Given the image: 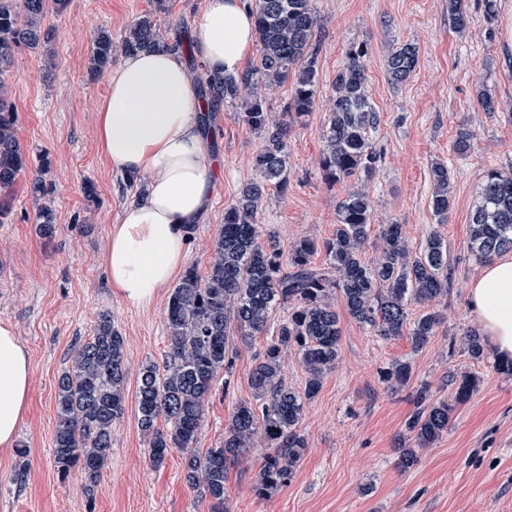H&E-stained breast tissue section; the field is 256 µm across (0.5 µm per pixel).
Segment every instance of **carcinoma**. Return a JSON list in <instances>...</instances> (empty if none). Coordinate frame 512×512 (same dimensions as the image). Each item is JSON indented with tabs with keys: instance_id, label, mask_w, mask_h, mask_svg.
<instances>
[{
	"instance_id": "carcinoma-1",
	"label": "carcinoma",
	"mask_w": 512,
	"mask_h": 512,
	"mask_svg": "<svg viewBox=\"0 0 512 512\" xmlns=\"http://www.w3.org/2000/svg\"><path fill=\"white\" fill-rule=\"evenodd\" d=\"M70 0H0V217L8 214L26 156L16 136V108L4 76L23 47L37 49L52 40L44 21L50 12H65ZM258 62L235 75L206 77L207 107L248 94L242 120L262 139L253 158L259 178L246 183L239 197L224 211V224L213 245L207 276L185 271L172 289L164 309L168 354L163 366L148 363L140 372L135 408L138 427L151 464L158 467L178 449L185 460L184 478L213 512H224V482L229 465L247 453L255 438L265 452L253 475L251 491L266 499L288 484L306 452L299 431L306 404L319 393L325 374L340 359V316L333 298H340L347 314L383 339L409 335L412 348L421 350L435 335L441 314L429 305L448 294L453 266L448 244L437 232L427 235L422 249L408 248L402 225L380 226V257L367 263L363 245L372 232L373 201L362 191L349 193L339 204L332 237L318 242L304 238L283 254L273 233L258 216L269 188L288 186V121H296L315 105L320 18L311 0H252ZM453 27L464 31L470 16L464 0H448ZM120 47L126 54L147 48H166L152 17H138L125 30ZM112 35L99 31L92 40L90 71L102 72L112 61ZM365 51L352 48L336 74L335 97L325 129L321 168L330 183L360 174L369 177L380 155L372 134L379 116L367 90ZM417 64V50L403 44L387 59L394 83L409 79ZM292 80L291 98L282 117L266 108L263 90ZM473 134L460 131L453 144L459 157L471 152ZM434 190L430 207L444 219L451 206L449 170L443 163L431 169ZM38 233L52 238L54 211L38 213ZM471 251L488 261L512 250V175L492 168L478 190L471 218ZM325 252L319 267L312 256ZM426 311L409 318L410 307ZM288 311L263 352L249 382L254 402H240L215 448L198 450L201 423L219 374L229 385L236 356L234 332L251 339L265 332L278 309ZM462 350L477 362L487 357L483 336L468 330ZM293 349L306 372L304 387L288 385L281 374L283 352ZM391 390L411 377L408 362H395L381 371ZM127 370L125 341L112 324V315H99L93 334L75 347L71 367L58 383L53 460L65 477L77 469L85 476L82 492L93 501L101 470L112 451V428L126 412ZM450 397L436 400L426 386L414 392L415 411L400 440L398 466L411 468L421 448L448 431L454 411L468 402L479 386L469 374L448 373Z\"/></svg>"
}]
</instances>
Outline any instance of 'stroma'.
I'll return each instance as SVG.
<instances>
[{"label":"stroma","mask_w":512,"mask_h":512,"mask_svg":"<svg viewBox=\"0 0 512 512\" xmlns=\"http://www.w3.org/2000/svg\"><path fill=\"white\" fill-rule=\"evenodd\" d=\"M71 0L63 14H48V49L21 48L5 79L17 106L16 134L28 156L9 214L0 223V322H9L31 361L26 412L14 448L0 450V512H211L183 475L184 460L171 451L153 467L134 407L112 430V454L94 501L82 493L84 477L59 476L52 448L58 379L71 366L74 347L92 336L100 311L110 310L126 344L127 395L135 397L143 365L163 363L168 350L162 289L149 305L116 295L104 256L109 232L145 178L110 169L96 134V106L107 93L105 76L89 72L93 35L101 29L120 41L138 17L151 14L167 44L193 40L202 0ZM469 27L456 31L448 0H313L322 19L316 104L288 135V188L268 191L259 222L275 231L282 249L308 237L332 236L340 201L368 193L374 224L402 225L411 250L429 231L448 244L455 268L438 305L443 320L429 343L413 350L408 336L385 340L341 314L340 360L307 405L299 428L307 441L293 479L271 497L251 491L258 450L229 468L224 484L227 512H512V377L499 373L497 358L480 362L459 341L478 322L468 291L483 264L470 249V216L487 168L512 170V0H497L486 15L484 0H465ZM404 43L418 50L416 68L392 83L387 57ZM364 48L370 99L379 115L373 143L382 157L372 177L328 183L320 167L334 82L349 49ZM495 103L485 111L482 99ZM243 101L221 105L205 129L215 163V193L204 223L186 245V266L206 275L224 212L240 189L255 180L253 157L262 139L242 120ZM474 135L468 157L452 146L461 129ZM51 166V192L35 200L28 191L42 159ZM447 163L451 207L447 219L430 205L431 166ZM93 182L97 200L82 187ZM56 214L52 239L35 229L41 205ZM271 318L264 335L237 342L229 388H216L202 422L200 449L217 447L238 405L253 398L249 375L255 357L275 335ZM409 362V383L390 390L382 370ZM474 375L477 391L453 415L448 431L401 470L396 448L415 410L412 393L429 385L449 393V371Z\"/></svg>","instance_id":"35a3bbf8"}]
</instances>
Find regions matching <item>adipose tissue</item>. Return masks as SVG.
Here are the masks:
<instances>
[{
	"mask_svg": "<svg viewBox=\"0 0 512 512\" xmlns=\"http://www.w3.org/2000/svg\"><path fill=\"white\" fill-rule=\"evenodd\" d=\"M255 44L247 0H203L193 55L212 75L240 72ZM96 110L111 170L146 178L114 225L104 263L114 292L150 304L183 266L193 224L211 200L213 157L203 136L197 83L181 55L149 49L107 73ZM468 306L498 359H512V259L487 265ZM30 358L11 324L0 323V448L13 447L27 408Z\"/></svg>",
	"mask_w": 512,
	"mask_h": 512,
	"instance_id": "1",
	"label": "adipose tissue"
}]
</instances>
